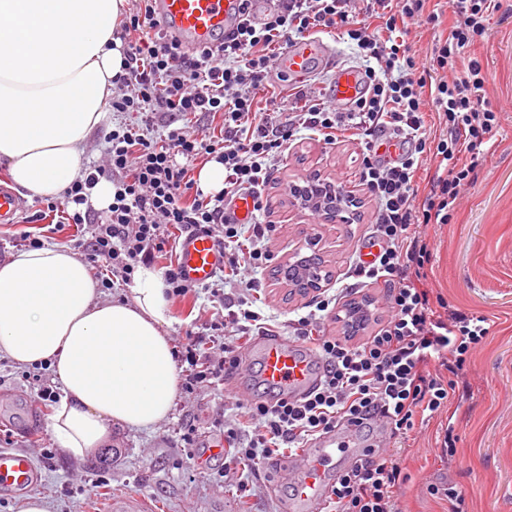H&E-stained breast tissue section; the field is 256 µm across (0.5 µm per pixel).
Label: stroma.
I'll list each match as a JSON object with an SVG mask.
<instances>
[{
  "instance_id": "stroma-1",
  "label": "stroma",
  "mask_w": 512,
  "mask_h": 512,
  "mask_svg": "<svg viewBox=\"0 0 512 512\" xmlns=\"http://www.w3.org/2000/svg\"><path fill=\"white\" fill-rule=\"evenodd\" d=\"M438 23L410 25L404 41L428 53L448 34L445 0ZM476 53L489 75L486 96L500 112L487 150L480 155L450 223L430 228L433 269L429 283L450 304L486 318L490 333L473 351L467 374L447 412L430 419L400 454L408 479L400 490L403 512H448L447 501L426 493L428 485L461 490L464 512H512V0H495ZM363 145L356 137L326 143L302 136L274 163L279 180L265 189L266 219L278 227L268 248L274 262L316 244L331 272L328 291L351 284L349 262L371 231L369 224H327L288 203L284 183L314 174L340 178L360 190L358 166ZM19 223H0V252L21 248L23 235L71 248L86 232L46 210L40 197L21 192ZM261 312L278 334L305 313L314 294H290L264 273ZM220 301L201 290L171 300L170 335L182 346L187 333L208 335ZM52 381L50 370L15 366L0 358V448L28 451L41 478L32 495L52 512H108L111 501L140 495L153 512H281L291 491L267 473L225 470L223 457L188 461L192 445H203L234 427L242 414L233 393L236 380L178 391L171 416L152 431L117 430L111 447L77 461L58 448L49 428L56 405L40 401L35 378ZM453 426V458L438 446L442 429Z\"/></svg>"
}]
</instances>
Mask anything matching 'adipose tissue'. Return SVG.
Segmentation results:
<instances>
[{
  "mask_svg": "<svg viewBox=\"0 0 512 512\" xmlns=\"http://www.w3.org/2000/svg\"><path fill=\"white\" fill-rule=\"evenodd\" d=\"M126 0H0V163L17 189L58 196L107 118L124 66L115 31ZM161 273L138 267L106 298L88 264L46 243L0 259V357L46 366L60 388L49 424L81 460L114 428L151 430L172 413L178 371Z\"/></svg>",
  "mask_w": 512,
  "mask_h": 512,
  "instance_id": "obj_1",
  "label": "adipose tissue"
}]
</instances>
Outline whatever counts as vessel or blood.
Wrapping results in <instances>:
<instances>
[{
  "label": "vessel or blood",
  "mask_w": 512,
  "mask_h": 512,
  "mask_svg": "<svg viewBox=\"0 0 512 512\" xmlns=\"http://www.w3.org/2000/svg\"><path fill=\"white\" fill-rule=\"evenodd\" d=\"M237 0H156L155 16L166 34L178 37L186 46L198 49L216 45L235 19ZM336 56L328 41L305 37L295 40L285 51L279 66L286 69L293 83L309 84L321 59ZM365 91L360 70L352 65L336 68L330 99L337 108H350ZM23 210L17 194L0 186V223H15ZM232 220L246 224L254 214L252 194L236 196L225 208ZM177 259L185 276L197 283L211 280L222 269L224 260L212 239L186 235L177 245ZM257 374L273 394L300 396L311 391L319 376L314 357L283 336H262L257 340ZM340 437L328 436L305 450L302 458H283L278 475L291 484L293 495L283 512H325L329 487L342 462L336 451ZM36 477V464L28 453L0 449V491L20 493Z\"/></svg>",
  "instance_id": "obj_1"
}]
</instances>
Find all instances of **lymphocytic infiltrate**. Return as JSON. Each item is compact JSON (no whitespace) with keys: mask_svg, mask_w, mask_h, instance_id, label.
<instances>
[{"mask_svg":"<svg viewBox=\"0 0 512 512\" xmlns=\"http://www.w3.org/2000/svg\"><path fill=\"white\" fill-rule=\"evenodd\" d=\"M237 29L220 47L187 53L158 31L151 0H135L120 22L126 65L117 75L111 107L137 112L140 127L113 129L106 161L91 166L85 180L63 192L74 210L68 220L90 228L77 243L85 260L106 274L132 280L140 264L174 251L173 232L211 237L230 271L234 298H224L223 320L212 323L209 337L183 346L180 385L186 389L223 383L243 364L235 340L256 323L266 333L253 305L262 286L259 271L270 260L272 224H234L224 218V202L242 191L255 197L264 213V188L272 179L276 155L304 131L334 139L353 130L363 140L361 184L375 203L371 236L378 247L372 260H352L354 275L384 280L386 320L371 327L376 310L357 330L318 336L335 296H325L294 321V340L314 342L323 365L318 388L299 400L251 402L246 411L250 433L224 432L244 470H273L281 446L303 448L339 431L389 432L409 441L417 424L432 419L455 394L471 351L489 334L487 320L432 299L426 286L432 253L424 232L448 223L461 190L470 182L474 161L498 125L487 101L488 74L478 58L467 57L486 30L491 0H448L452 24L428 66L403 50L407 33L425 11L427 0H281L260 13V0H239ZM342 30L355 44L366 67V92L349 111L314 98L312 91L290 88L296 104L279 120L259 106L269 70L294 39ZM433 106L440 132L431 135L424 109ZM210 112L221 116L219 138L180 127L158 139L145 127L170 116ZM224 165V190H199L191 165L204 156ZM439 171L419 194V171L427 161ZM115 188L107 210L87 211L88 188L100 179ZM219 345L222 356L208 352ZM407 476L399 459L386 458L380 445L363 448L347 465L328 496L331 512H401L399 493Z\"/></svg>","mask_w":512,"mask_h":512,"instance_id":"1","label":"lymphocytic infiltrate"}]
</instances>
